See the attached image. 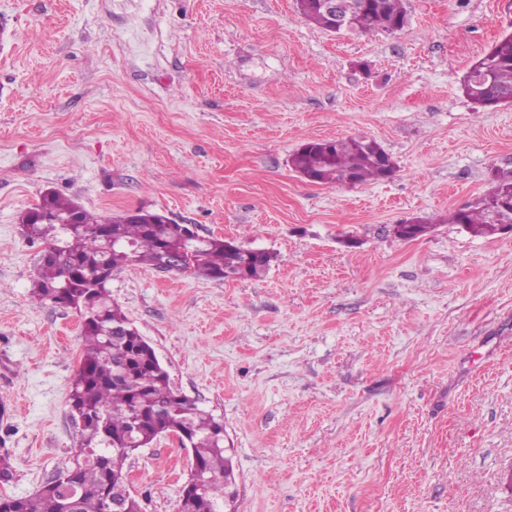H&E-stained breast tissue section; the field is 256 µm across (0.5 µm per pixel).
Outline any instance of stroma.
<instances>
[{
  "instance_id": "35a3bbf8",
  "label": "stroma",
  "mask_w": 512,
  "mask_h": 512,
  "mask_svg": "<svg viewBox=\"0 0 512 512\" xmlns=\"http://www.w3.org/2000/svg\"><path fill=\"white\" fill-rule=\"evenodd\" d=\"M394 33H331L294 0H0V496L72 465L81 321L38 301L19 216L57 191L272 252L257 280L139 267L117 303L180 394L224 423V512H512V233L449 223L512 168V105L461 82L512 0H404ZM366 137L388 179L310 182L308 140ZM432 228L414 240L393 228ZM188 458L125 466L178 512Z\"/></svg>"
}]
</instances>
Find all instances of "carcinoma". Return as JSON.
<instances>
[{
    "label": "carcinoma",
    "instance_id": "1",
    "mask_svg": "<svg viewBox=\"0 0 512 512\" xmlns=\"http://www.w3.org/2000/svg\"><path fill=\"white\" fill-rule=\"evenodd\" d=\"M404 0H360L355 30L394 33L404 28ZM300 14L331 30L332 19L320 0H298ZM462 90L475 109L512 105V33L502 35L466 73ZM388 153L374 140L347 138L307 141L292 154L294 170L324 185H357L385 178ZM512 169L492 178L491 187L473 209L450 216L473 232H481L493 216L512 220ZM34 209L48 222L32 223L26 237L41 240L43 253L32 294L41 301L62 303L82 320L83 355L74 377L69 405L82 424V457L73 479L74 497L52 477L36 493L0 498V512H102L104 499L125 478L124 465L133 450L162 434L188 438V448L210 480L200 493L181 496L179 512H224L226 475L233 471L224 454V423L170 385L155 351L122 308L112 302L109 284L114 272L149 266L162 269L166 254L183 246L179 224L165 215L138 210L103 217L70 197L46 192ZM76 217L77 224L65 220ZM274 261L258 258L247 248L211 237L188 249L180 272L213 281L255 280Z\"/></svg>",
    "mask_w": 512,
    "mask_h": 512
}]
</instances>
